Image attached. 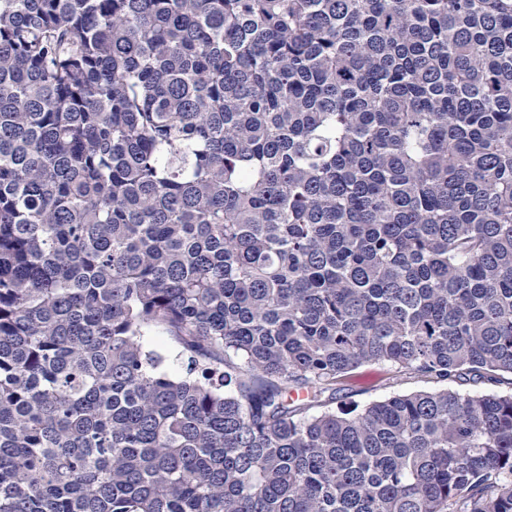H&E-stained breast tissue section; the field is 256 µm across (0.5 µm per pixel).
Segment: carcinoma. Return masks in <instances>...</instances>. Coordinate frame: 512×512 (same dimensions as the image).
<instances>
[{
  "label": "carcinoma",
  "mask_w": 512,
  "mask_h": 512,
  "mask_svg": "<svg viewBox=\"0 0 512 512\" xmlns=\"http://www.w3.org/2000/svg\"><path fill=\"white\" fill-rule=\"evenodd\" d=\"M367 364L512 375V0H0V512H512ZM145 346L147 349L155 350L165 357L163 367L166 370L172 373L180 371V365L175 359L174 350L160 330L155 329L145 337Z\"/></svg>",
  "instance_id": "1"
}]
</instances>
